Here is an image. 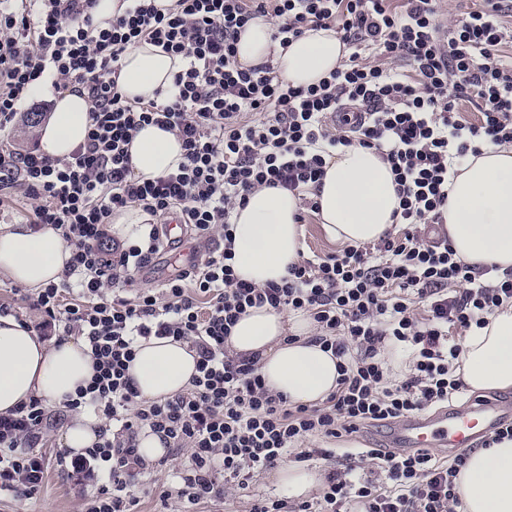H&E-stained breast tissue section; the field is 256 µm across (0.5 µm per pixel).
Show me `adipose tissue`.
<instances>
[{
  "label": "adipose tissue",
  "instance_id": "adipose-tissue-1",
  "mask_svg": "<svg viewBox=\"0 0 512 512\" xmlns=\"http://www.w3.org/2000/svg\"><path fill=\"white\" fill-rule=\"evenodd\" d=\"M238 60L251 66L275 57L283 78L296 86L318 84L347 54L330 30H309L281 50L263 20L250 23L237 43ZM184 66L181 57L143 43L126 50L118 83L128 99H155L166 91ZM89 102L69 90L37 130L39 148L53 158L69 155L87 137ZM132 166L141 179L177 169L184 149L170 131L141 128L130 145ZM317 216L328 236L352 244L379 242L392 230L400 199L394 176L377 151L352 147L327 158L315 190ZM299 199L282 188L263 187L249 194L234 211V270L239 279L264 286L279 283L303 249L297 222ZM444 229L456 256L481 270L512 271V146L489 147L468 157L459 168L448 204ZM70 252L58 230L45 225H0V274L13 283L39 289L60 282ZM312 324L303 314H280L268 307L248 310L227 340L231 352L259 358L266 387L296 403L323 401L336 389L337 359L311 340ZM458 370L470 389H512V304L490 316L485 327L472 329L461 342ZM196 356L188 344L170 339L138 343L129 374L140 394L164 400L189 387ZM94 375V362L84 343L41 340L13 315H0V414L30 398L60 406ZM104 421L83 410L62 435V443L79 454L98 440ZM459 512H512V439L468 455L456 480Z\"/></svg>",
  "mask_w": 512,
  "mask_h": 512
}]
</instances>
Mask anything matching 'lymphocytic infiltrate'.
<instances>
[{"label":"lymphocytic infiltrate","mask_w":512,"mask_h":512,"mask_svg":"<svg viewBox=\"0 0 512 512\" xmlns=\"http://www.w3.org/2000/svg\"><path fill=\"white\" fill-rule=\"evenodd\" d=\"M442 0H128L108 27L97 0H0V202L23 190V223L59 229L71 253L60 283L23 296L43 339L77 336L95 374L65 403L108 420L99 442L72 458L81 480L108 476L87 512H131L127 488L148 465L142 431L190 452L178 493L200 504L248 488L291 451L365 426L399 423L460 394L462 347L449 329L486 325L512 303V273L486 276L458 259L447 239L430 241L448 186L468 156L512 146V0L441 21ZM270 21L288 48L305 31H334L347 58L319 84L293 86L274 58L237 59L250 22ZM181 57L184 67L157 98L132 101L118 85L124 52L141 43ZM404 62L401 70L381 60ZM83 90L86 141L69 156L20 152L8 136L30 89ZM479 107L478 122L462 102ZM173 132L184 159L152 180L134 174L128 146L143 126ZM376 150L395 175L397 231L370 247L345 246L299 258L282 283L237 278L233 213L256 188L280 187L317 211L314 189L328 157L351 146ZM149 215L138 240L112 236L117 211ZM178 213L190 235L216 246L175 280L138 288L134 275L165 245L164 223ZM308 314L314 340L338 358L335 391L297 404L268 390L257 357L230 353L226 341L249 308ZM184 342L197 356L190 387L165 400L141 396L128 373L139 340ZM409 349L404 379H393L386 351ZM41 399L0 414V495L27 498L42 486L40 444L51 428ZM353 465L330 470L316 501L260 498L250 512H455V480L467 455L366 448Z\"/></svg>","instance_id":"1"}]
</instances>
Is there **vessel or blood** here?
Masks as SVG:
<instances>
[{
	"mask_svg": "<svg viewBox=\"0 0 512 512\" xmlns=\"http://www.w3.org/2000/svg\"><path fill=\"white\" fill-rule=\"evenodd\" d=\"M512 418V409L491 403H475L448 412L440 410L405 418L396 431L402 447L462 449L476 445L482 436Z\"/></svg>",
	"mask_w": 512,
	"mask_h": 512,
	"instance_id": "b4317fda",
	"label": "vessel or blood"
}]
</instances>
